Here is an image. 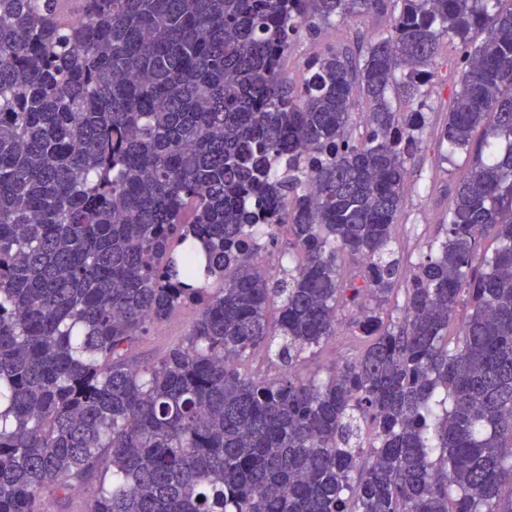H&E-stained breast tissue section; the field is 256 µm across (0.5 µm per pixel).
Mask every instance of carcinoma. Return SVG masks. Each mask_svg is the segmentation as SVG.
<instances>
[{
    "mask_svg": "<svg viewBox=\"0 0 512 512\" xmlns=\"http://www.w3.org/2000/svg\"><path fill=\"white\" fill-rule=\"evenodd\" d=\"M387 11L282 77L296 38ZM444 38L436 137L472 165L407 276ZM344 310L364 348L302 377ZM257 348L274 376L237 369ZM1 404L0 512L83 486L82 512H512V0H0ZM461 45L444 39L437 57L442 77L424 87L425 126L418 149L407 161L408 179L403 206L397 216L395 247L398 255L412 262L422 251L427 239L436 235L439 224L448 223V205L457 181L467 172L468 159L459 151L446 161L440 155L435 132L448 114L454 93L455 74ZM196 318V310L186 306L176 311L167 321L136 343L130 357L137 363H146L161 356L170 346L179 342L188 332Z\"/></svg>",
    "mask_w": 512,
    "mask_h": 512,
    "instance_id": "cac0c4a2",
    "label": "carcinoma"
}]
</instances>
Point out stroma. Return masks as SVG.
Returning a JSON list of instances; mask_svg holds the SVG:
<instances>
[{"label":"stroma","instance_id":"stroma-1","mask_svg":"<svg viewBox=\"0 0 512 512\" xmlns=\"http://www.w3.org/2000/svg\"><path fill=\"white\" fill-rule=\"evenodd\" d=\"M389 16L375 19L352 17L338 25L325 27L317 41L297 39L284 64L285 75L290 83H300L305 73V63L310 58L311 47L331 44H350L354 34L364 35L388 29ZM460 53L456 42L442 41L437 57L440 71L438 79L424 88L422 111L425 126L418 149L407 161L408 179L404 189L403 206L397 216L395 247L400 255L415 260L427 239L436 235L439 225L448 221V205L457 181L466 173L468 159L465 152H458L450 160L440 155L435 132L448 114L454 93L455 74L453 65ZM196 318L194 307L186 306L176 311L167 321L151 332L146 339L136 343L130 353L137 363H145L161 356L170 346L179 342ZM359 348L347 324H340L336 337L324 343L306 363L305 373L326 372L334 364L352 356Z\"/></svg>","mask_w":512,"mask_h":512}]
</instances>
